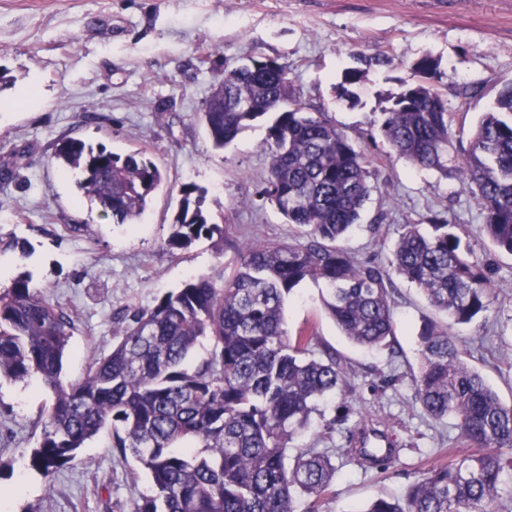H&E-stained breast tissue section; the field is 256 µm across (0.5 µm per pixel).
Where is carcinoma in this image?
<instances>
[{
	"mask_svg": "<svg viewBox=\"0 0 512 512\" xmlns=\"http://www.w3.org/2000/svg\"><path fill=\"white\" fill-rule=\"evenodd\" d=\"M286 71L273 59L224 68L199 115L218 149L273 115L262 195L306 242L241 244L231 273L193 277L153 308L132 312L112 351L69 386L60 375L73 317L31 287L27 271L0 288V378L37 375L53 392L31 469L53 476L110 424L112 447L130 453L150 476L152 493L132 512H296L299 498L308 500L306 512H319L336 473L333 451L291 442L322 399L343 391L350 367L334 353H316L314 328L288 332L285 298L307 280L324 282L327 312L351 343L368 350L392 347V271L454 324L489 310L488 272L469 259L471 244L442 212L426 217L428 231L404 225L387 269L354 260L340 245L376 189L371 160L326 113L304 112ZM413 71L422 78L403 82L382 113L381 135L413 165L446 173L454 113L435 87V60L424 56ZM363 75L347 70L341 94L353 96L350 87ZM241 101L256 111H236ZM54 157L81 176L85 194L114 224L133 223L162 183L158 165L140 151L122 156L70 138ZM453 170L483 214L487 239L512 255V84L496 91ZM201 238L224 245V225L210 222L201 191L186 184L166 249L186 250ZM203 337L213 350L189 368ZM419 345L415 398L428 415L455 420L474 450L431 466L403 496L378 498L364 512H491L512 471V406L466 362L448 329L426 321ZM358 444L343 452L370 467L392 462L394 449H370L364 435Z\"/></svg>",
	"mask_w": 512,
	"mask_h": 512,
	"instance_id": "cac0c4a2",
	"label": "carcinoma"
}]
</instances>
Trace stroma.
<instances>
[{
  "label": "stroma",
  "mask_w": 512,
  "mask_h": 512,
  "mask_svg": "<svg viewBox=\"0 0 512 512\" xmlns=\"http://www.w3.org/2000/svg\"><path fill=\"white\" fill-rule=\"evenodd\" d=\"M361 56L371 64L357 100L339 97L344 72ZM425 56L438 64L449 108L469 106L453 139L456 150L467 149L478 117L512 82V0H0V68L14 79L0 90V165H17L12 179H0V237L31 247L24 260L0 253V264L29 271L33 286L72 314L63 384L80 381L111 351L125 313L153 307L190 277L232 271L241 242L295 237L258 194L267 119L221 150L198 119L224 68L254 58L286 65L306 112L328 113L373 160L377 190L342 242L350 256L387 264L404 225L438 210L467 229L474 260L491 272L494 303L450 332L512 405V256L482 235L478 206L457 179L414 167L379 137L389 98ZM69 137L120 155L140 151L159 166L164 182L134 223L104 217L54 159L56 143ZM185 184L205 189L211 220L224 227L223 249L202 239L167 251ZM391 286V351L358 348L341 334L323 307L325 284L305 282L285 301L290 330L314 325L317 344L350 365L349 392L322 402L293 441L337 451L319 512H362L375 499L402 496L448 447L467 450L453 419H433L415 398L418 331L435 313L402 278ZM52 398L39 378L0 379V489L13 491L0 512H131L150 482L140 463L113 448L111 428L52 477L27 467ZM343 404L350 423H374L396 448L388 468L365 469L344 454V427L325 433Z\"/></svg>",
  "instance_id": "obj_1"
}]
</instances>
